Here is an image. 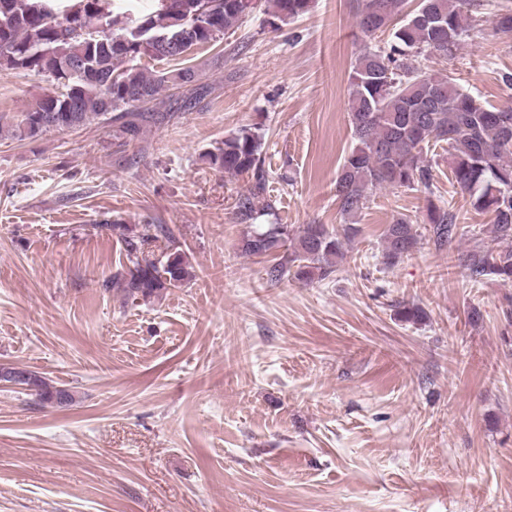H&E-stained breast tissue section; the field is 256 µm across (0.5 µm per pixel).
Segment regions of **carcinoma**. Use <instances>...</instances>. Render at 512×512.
Returning a JSON list of instances; mask_svg holds the SVG:
<instances>
[{
	"label": "carcinoma",
	"instance_id": "obj_1",
	"mask_svg": "<svg viewBox=\"0 0 512 512\" xmlns=\"http://www.w3.org/2000/svg\"><path fill=\"white\" fill-rule=\"evenodd\" d=\"M0 0V69L34 72L57 84L34 98L11 125L19 136L69 129L96 121L110 123L131 141L142 121L156 116L164 91L182 90L180 104L192 106L206 93L197 69L188 64L192 50L224 39L258 9L269 24L305 14L311 0H154L155 8L136 13L133 0L114 12L112 0ZM359 0L357 24L368 38L388 39L367 46L349 74V125L354 146L335 182L344 223L261 224L274 212L268 195L261 127H244L206 154L219 172L244 176L247 186L233 201L243 226L239 248L247 256L273 257L267 280L288 276L303 282L326 280L346 256L347 242L359 231L357 217L370 191L406 187L431 192V168L424 151L448 145V168L474 211L492 218L493 238L466 254L467 277L474 283H512V107L483 105L447 73L417 66L425 52L446 57L460 50L477 29L473 0ZM124 244L127 265L104 283L124 300L158 297L191 277L182 250L151 254L154 243L171 238L162 224L141 228L111 225ZM459 217L445 205L428 204L424 233L406 218L387 225L386 263L393 265L416 248L421 236L436 247L452 242ZM43 403L73 401L66 389L33 372H19Z\"/></svg>",
	"mask_w": 512,
	"mask_h": 512
}]
</instances>
